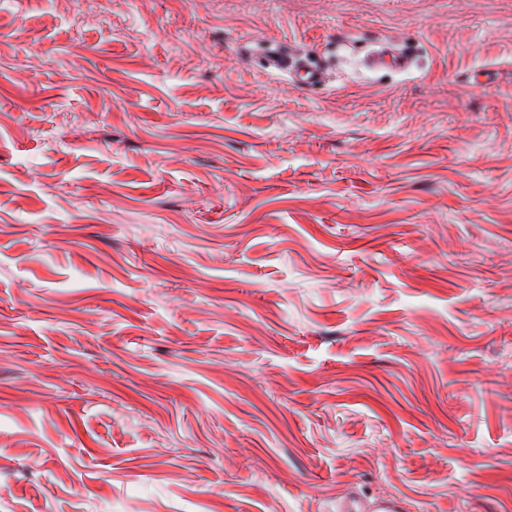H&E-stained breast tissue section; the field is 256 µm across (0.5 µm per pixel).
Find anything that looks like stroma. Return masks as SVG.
<instances>
[{
    "mask_svg": "<svg viewBox=\"0 0 512 512\" xmlns=\"http://www.w3.org/2000/svg\"><path fill=\"white\" fill-rule=\"evenodd\" d=\"M354 494L512 512V0H0V512ZM262 51L266 69L286 73L297 84L308 89L318 87L324 82V72L320 65L292 57L286 45L266 44ZM365 66L369 70L406 71L411 66V57L406 51L382 42L374 48Z\"/></svg>",
    "mask_w": 512,
    "mask_h": 512,
    "instance_id": "35a3bbf8",
    "label": "stroma"
}]
</instances>
